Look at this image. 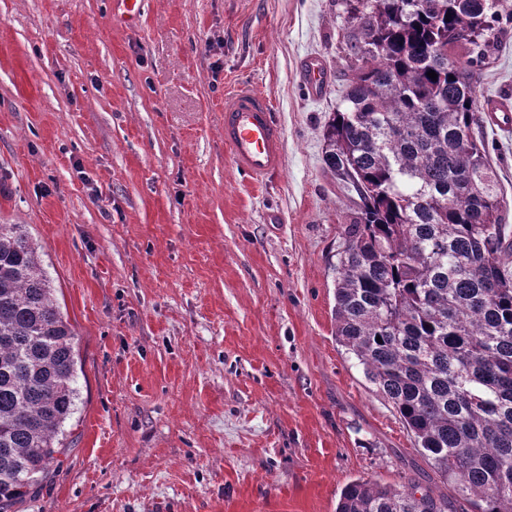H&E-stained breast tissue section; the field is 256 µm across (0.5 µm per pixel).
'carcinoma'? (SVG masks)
Here are the masks:
<instances>
[{"mask_svg":"<svg viewBox=\"0 0 512 512\" xmlns=\"http://www.w3.org/2000/svg\"><path fill=\"white\" fill-rule=\"evenodd\" d=\"M498 6L348 4L343 108L323 129L324 170L352 202L336 339L472 512H512V226L476 91ZM76 382L39 246L26 225L0 224V512L57 461ZM448 507L430 488L358 478L336 512Z\"/></svg>","mask_w":512,"mask_h":512,"instance_id":"obj_1","label":"carcinoma"}]
</instances>
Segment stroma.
I'll return each mask as SVG.
<instances>
[{
    "label": "stroma",
    "mask_w": 512,
    "mask_h": 512,
    "mask_svg": "<svg viewBox=\"0 0 512 512\" xmlns=\"http://www.w3.org/2000/svg\"><path fill=\"white\" fill-rule=\"evenodd\" d=\"M346 0H0V224H24L76 333L59 464L15 512H335L364 477L452 495L335 336L350 201L323 168ZM479 96H512V23ZM324 71L306 90L305 67ZM268 96L284 165L224 146ZM512 212V133L487 128ZM143 0H113L112 14L127 26L138 24L142 14ZM224 145L235 167L264 182L283 165V134L271 100L248 85L224 94Z\"/></svg>",
    "instance_id": "35a3bbf8"
}]
</instances>
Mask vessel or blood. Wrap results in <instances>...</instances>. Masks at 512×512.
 <instances>
[{
    "instance_id": "b4317fda",
    "label": "vessel or blood",
    "mask_w": 512,
    "mask_h": 512,
    "mask_svg": "<svg viewBox=\"0 0 512 512\" xmlns=\"http://www.w3.org/2000/svg\"><path fill=\"white\" fill-rule=\"evenodd\" d=\"M112 14L125 25H137L142 0H112ZM224 144L235 167L254 182L281 169L283 134L267 96L245 84L225 93Z\"/></svg>"
}]
</instances>
